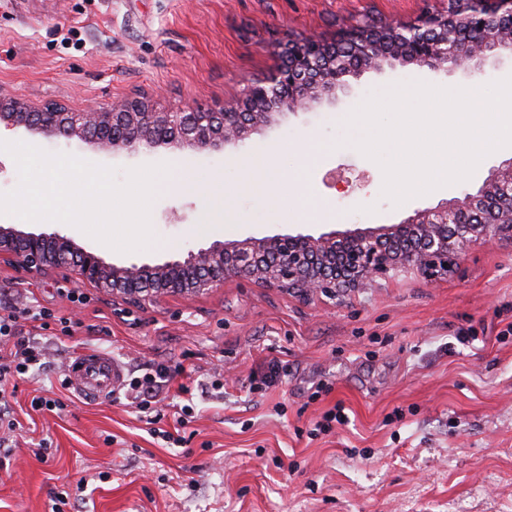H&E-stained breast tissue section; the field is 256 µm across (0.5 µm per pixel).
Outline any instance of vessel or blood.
Here are the masks:
<instances>
[{
	"instance_id": "b4317fda",
	"label": "vessel or blood",
	"mask_w": 512,
	"mask_h": 512,
	"mask_svg": "<svg viewBox=\"0 0 512 512\" xmlns=\"http://www.w3.org/2000/svg\"><path fill=\"white\" fill-rule=\"evenodd\" d=\"M124 382V368L112 355L89 352L67 368L68 389L87 402L111 399Z\"/></svg>"
}]
</instances>
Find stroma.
<instances>
[{"mask_svg":"<svg viewBox=\"0 0 512 512\" xmlns=\"http://www.w3.org/2000/svg\"><path fill=\"white\" fill-rule=\"evenodd\" d=\"M447 8L448 0H0V91L75 111L143 94L162 112L239 102L303 34L332 43L358 24H409ZM71 28L76 39L63 41ZM412 80L469 82L411 66L368 71L337 98L277 116L221 150L106 154L20 131L12 138L116 167L121 180L128 169L169 164L151 207L152 257L213 239L316 236L396 224L454 196L452 184L394 206L380 166L346 143L343 121L356 106ZM309 140L322 148L307 178L323 209L317 220L296 217L284 199ZM271 157L277 189L253 167ZM186 171L198 190H177ZM74 286L0 265V295L77 324L63 338L58 327L17 321L46 359L8 398L33 418L8 436L0 512H48L51 494L64 491L69 512H512V242L476 245L437 282L384 281L338 307L234 279L144 308L90 288L77 308L66 297ZM93 350L129 374L153 361L170 366L172 380L153 399L169 431L174 404L192 401L185 443L150 434L122 395L88 404L62 387L68 363ZM271 361L277 383L253 389ZM186 381L189 398L178 392ZM36 396L60 400L62 415L32 412ZM338 404L348 423L312 433ZM40 444L42 459L33 453Z\"/></svg>","mask_w":512,"mask_h":512,"instance_id":"35a3bbf8","label":"stroma"}]
</instances>
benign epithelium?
<instances>
[{
  "label": "benign epithelium",
  "mask_w": 512,
  "mask_h": 512,
  "mask_svg": "<svg viewBox=\"0 0 512 512\" xmlns=\"http://www.w3.org/2000/svg\"><path fill=\"white\" fill-rule=\"evenodd\" d=\"M460 31L479 38L460 50L448 49V34ZM339 42L352 49L358 65L340 61L336 46L306 37L301 42L305 52L283 56L264 82L250 87L242 105L159 112L146 97H127L73 112L63 103L35 105L0 92V127L77 140L103 153L239 145L269 126L274 115L294 113L323 94L349 88L345 77L350 75L397 63L482 75L487 62L512 56V0H453L448 11L426 14L410 26L395 21L354 26ZM459 187L460 195L417 209L398 224L319 236L215 239L176 255L122 265L79 246L53 224L39 232L1 224L0 262L29 274L63 272L137 306L173 295L209 294L229 279L340 304L388 277L414 274L436 282L473 246L495 239L512 242V158L490 167L480 185L466 180Z\"/></svg>",
  "instance_id": "1"
}]
</instances>
